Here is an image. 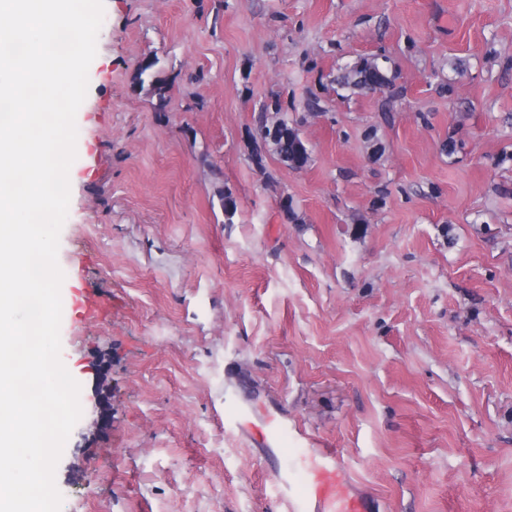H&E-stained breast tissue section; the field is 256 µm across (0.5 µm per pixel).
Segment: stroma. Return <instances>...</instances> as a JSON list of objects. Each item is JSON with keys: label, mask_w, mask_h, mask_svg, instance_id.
<instances>
[{"label": "stroma", "mask_w": 512, "mask_h": 512, "mask_svg": "<svg viewBox=\"0 0 512 512\" xmlns=\"http://www.w3.org/2000/svg\"><path fill=\"white\" fill-rule=\"evenodd\" d=\"M378 57L383 95L336 84ZM88 79L61 512H290L278 466L302 493L327 448L379 512H512V0H104ZM274 96L304 170L249 157Z\"/></svg>", "instance_id": "1"}]
</instances>
